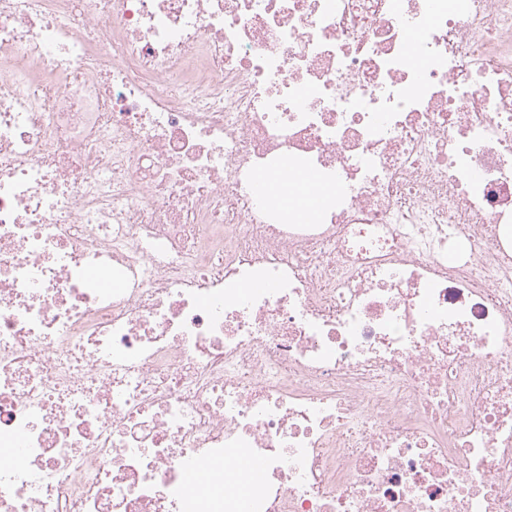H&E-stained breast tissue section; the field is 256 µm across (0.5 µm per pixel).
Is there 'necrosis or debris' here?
Segmentation results:
<instances>
[{"instance_id": "obj_1", "label": "necrosis or debris", "mask_w": 512, "mask_h": 512, "mask_svg": "<svg viewBox=\"0 0 512 512\" xmlns=\"http://www.w3.org/2000/svg\"><path fill=\"white\" fill-rule=\"evenodd\" d=\"M15 448L0 512H512V0H0Z\"/></svg>"}]
</instances>
